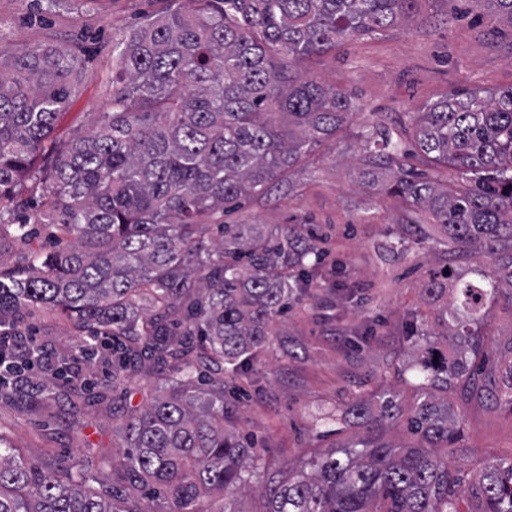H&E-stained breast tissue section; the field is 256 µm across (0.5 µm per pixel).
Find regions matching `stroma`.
<instances>
[{
    "instance_id": "35a3bbf8",
    "label": "stroma",
    "mask_w": 512,
    "mask_h": 512,
    "mask_svg": "<svg viewBox=\"0 0 512 512\" xmlns=\"http://www.w3.org/2000/svg\"><path fill=\"white\" fill-rule=\"evenodd\" d=\"M160 0H0V54L49 42L72 46L85 36V76L79 95L59 117L56 133H85L110 111L112 44L150 13ZM319 81L353 91L358 110L329 146L317 149L284 184L246 201L233 212L239 224H316L328 235V259L316 275L320 285L275 325L270 345L249 377L225 391L226 426L257 452L260 470L273 473L353 440L356 427L337 414L359 395L396 391L410 405L415 389L400 374L415 352L400 329L412 311L428 312L421 288L434 266L455 279L473 280L485 267L481 254L448 255L436 226L402 230V207L383 187L365 184L361 135L373 124L399 120L454 89L495 90L512 85V27L496 19L486 0H418L408 16L381 33L353 36L335 52L304 60ZM22 334L46 352L47 369L30 375L46 382L61 356L80 358L87 393L77 405L32 407L24 399H0V436L32 459L82 455L85 467L106 483L95 448L119 453L112 434L115 412L147 405L160 374L139 377L111 400L98 401L112 386L108 353L82 360L85 341L56 313L27 317ZM451 411L462 421L459 447L449 449L464 477L490 458H512V410L457 389Z\"/></svg>"
}]
</instances>
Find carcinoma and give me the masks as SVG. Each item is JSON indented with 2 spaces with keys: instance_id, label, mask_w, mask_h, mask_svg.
<instances>
[{
  "instance_id": "cac0c4a2",
  "label": "carcinoma",
  "mask_w": 512,
  "mask_h": 512,
  "mask_svg": "<svg viewBox=\"0 0 512 512\" xmlns=\"http://www.w3.org/2000/svg\"><path fill=\"white\" fill-rule=\"evenodd\" d=\"M416 0H189L145 19L112 44V111L91 132L63 140L57 120L79 92L81 50L51 43L0 56V230L56 229L54 250L0 265V326L57 311L77 331L110 336L112 389L144 360L164 375L153 402L112 418L126 451L103 465L105 484L79 457L37 460L0 447V512H162L139 495L164 490L169 512H238L229 501L258 485L266 512H512V460L474 479L435 453L458 443L448 395L461 387L512 411V338L473 386L479 340L471 331L504 299L512 307V86L455 89L414 113L408 129L418 174L381 124L363 135L368 175L404 204V221L428 216L450 252H480L491 270L441 300L446 269L424 284L432 315H413L407 341L417 399L387 390L347 407L365 430L355 442L265 476L254 451L224 429V374L258 362L275 322L313 284L324 252L296 225L222 224L215 215L265 196L336 137L355 94L326 88L297 64L344 39L384 30ZM42 187L39 210L24 183ZM42 350L0 341V395L41 368ZM212 369L199 391L194 370ZM84 383L67 360L30 403L70 404ZM407 417L415 441L372 433ZM208 504L202 509V504Z\"/></svg>"
}]
</instances>
